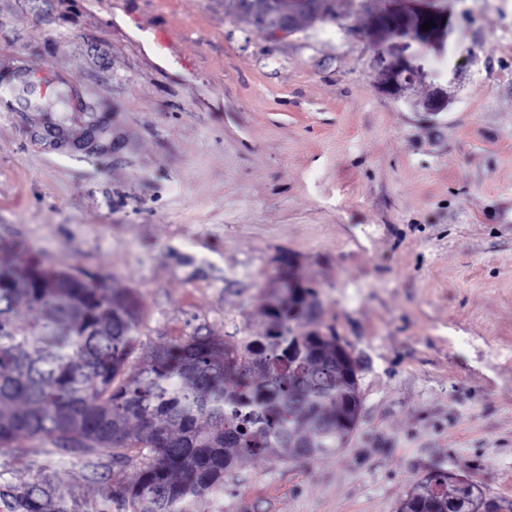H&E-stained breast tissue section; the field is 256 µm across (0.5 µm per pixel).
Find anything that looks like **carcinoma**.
Here are the masks:
<instances>
[{"mask_svg":"<svg viewBox=\"0 0 512 512\" xmlns=\"http://www.w3.org/2000/svg\"><path fill=\"white\" fill-rule=\"evenodd\" d=\"M274 0H224L256 29ZM260 336H191L127 372L140 312L105 277L0 262V454L20 437L139 463L125 512H190L255 457L317 459L346 447L362 413L358 375L310 284L280 275ZM25 316L27 320L19 322ZM10 512H67L58 486L0 482ZM479 486L444 471L420 479L399 512H483Z\"/></svg>","mask_w":512,"mask_h":512,"instance_id":"carcinoma-1","label":"carcinoma"}]
</instances>
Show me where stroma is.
<instances>
[{"mask_svg": "<svg viewBox=\"0 0 512 512\" xmlns=\"http://www.w3.org/2000/svg\"><path fill=\"white\" fill-rule=\"evenodd\" d=\"M438 10L431 114L379 83L372 12ZM277 40L224 0H0V243L140 303L129 358L261 335L276 257L358 364L359 430L313 461L255 458L193 512H396L439 467L512 502V0H338ZM17 485L123 512L137 462L22 437Z\"/></svg>", "mask_w": 512, "mask_h": 512, "instance_id": "stroma-1", "label": "stroma"}]
</instances>
